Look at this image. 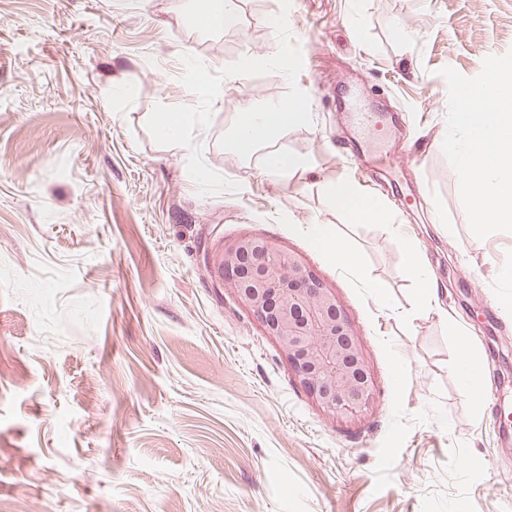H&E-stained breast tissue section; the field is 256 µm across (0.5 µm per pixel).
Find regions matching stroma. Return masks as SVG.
<instances>
[{
	"label": "stroma",
	"mask_w": 512,
	"mask_h": 512,
	"mask_svg": "<svg viewBox=\"0 0 512 512\" xmlns=\"http://www.w3.org/2000/svg\"><path fill=\"white\" fill-rule=\"evenodd\" d=\"M194 0H0V512H512V423L462 387V355L512 398V233L475 239L447 162L445 67L512 50V0H292L313 122L283 138L307 170L268 176L224 150L237 112L282 98L270 73L221 84L201 146L238 183L202 196L187 151L158 145L155 105H193L181 54L212 72L277 41L281 0H238L249 31L190 24ZM402 116L405 168L366 183L336 142L338 75ZM347 180L389 225L334 206ZM419 184L397 208L383 188ZM319 218L357 255L336 267ZM268 238L332 288L365 344L374 404L325 413L203 248ZM413 247L434 305L411 319ZM384 282L381 303L372 282ZM304 234L315 248L325 250L338 266L355 265V257L345 247L343 241L332 233L327 224H322L318 218H313L302 228Z\"/></svg>",
	"instance_id": "1"
}]
</instances>
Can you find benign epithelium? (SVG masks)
Segmentation results:
<instances>
[{"mask_svg": "<svg viewBox=\"0 0 512 512\" xmlns=\"http://www.w3.org/2000/svg\"><path fill=\"white\" fill-rule=\"evenodd\" d=\"M202 263L277 343L295 380L326 412L355 417L375 401L362 337L329 287L275 242L243 234L207 248Z\"/></svg>", "mask_w": 512, "mask_h": 512, "instance_id": "1", "label": "benign epithelium"}]
</instances>
